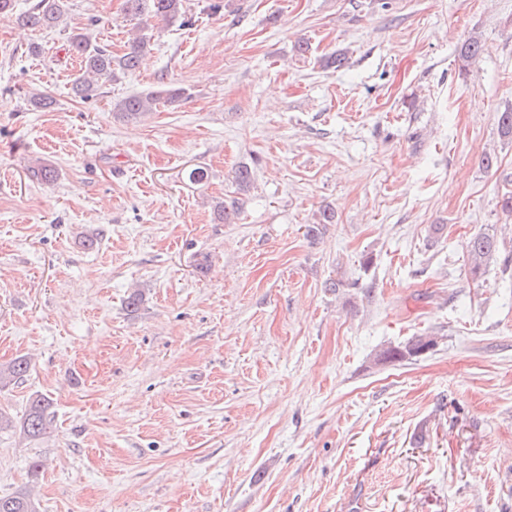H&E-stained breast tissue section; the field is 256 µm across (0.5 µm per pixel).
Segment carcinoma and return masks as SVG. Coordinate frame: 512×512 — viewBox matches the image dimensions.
Listing matches in <instances>:
<instances>
[{"label": "carcinoma", "mask_w": 512, "mask_h": 512, "mask_svg": "<svg viewBox=\"0 0 512 512\" xmlns=\"http://www.w3.org/2000/svg\"><path fill=\"white\" fill-rule=\"evenodd\" d=\"M126 11L133 15H142L146 12L151 16L161 18L168 22L182 20L187 25L183 11V0H125ZM67 0H34L23 16L25 24L32 28H52L61 21L66 13ZM148 41L144 38L134 41L129 51L121 56L112 55L107 47L91 42L85 33H75L69 37V51L81 60L84 73L96 77L93 83L83 76L73 79L74 92L84 99L96 95L99 84L107 83L116 78V71L125 74L133 73L140 68L143 57L147 51ZM483 52L482 41L471 37L462 44L459 50V60L462 67L469 66ZM174 100L180 97V90L169 89L165 92L150 91L142 95H133L118 101L115 109L118 115L126 119H134L150 111L162 96ZM467 255L471 265V273L477 276L483 266L493 261L499 253L498 240L487 232L473 234L466 245ZM434 345V341L422 336H415L405 344L390 347L382 353L387 360L405 359L414 357ZM29 369V362L24 357H17L8 364L0 365V388L3 389L24 376ZM49 400L42 396H35L29 400L25 417L15 422L11 417L0 412V431L17 430L21 434L36 438L49 428L51 415ZM0 512H37L33 499L25 491H18L8 496L0 495Z\"/></svg>", "instance_id": "carcinoma-1"}]
</instances>
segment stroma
<instances>
[{
    "instance_id": "35a3bbf8",
    "label": "stroma",
    "mask_w": 512,
    "mask_h": 512,
    "mask_svg": "<svg viewBox=\"0 0 512 512\" xmlns=\"http://www.w3.org/2000/svg\"><path fill=\"white\" fill-rule=\"evenodd\" d=\"M29 2L0 19V363L30 362L0 411L43 395L55 422L0 433V495L512 512V0H183L186 26L68 0L47 30L20 21ZM74 30L117 55L144 34L148 52L83 100ZM171 88L140 118L113 110ZM324 207L335 223L307 236ZM479 230L499 253L475 276ZM414 336L436 344L382 359Z\"/></svg>"
}]
</instances>
